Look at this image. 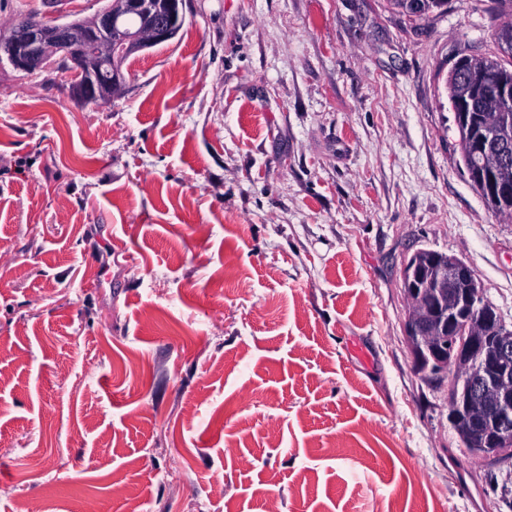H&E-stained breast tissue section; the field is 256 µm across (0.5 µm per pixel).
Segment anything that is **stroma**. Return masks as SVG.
Returning a JSON list of instances; mask_svg holds the SVG:
<instances>
[{
	"instance_id": "35a3bbf8",
	"label": "stroma",
	"mask_w": 512,
	"mask_h": 512,
	"mask_svg": "<svg viewBox=\"0 0 512 512\" xmlns=\"http://www.w3.org/2000/svg\"><path fill=\"white\" fill-rule=\"evenodd\" d=\"M105 4L0 0V35ZM183 13L108 103L0 62V512H512V463L490 487L415 369L402 284L459 257L512 329V217L447 89L512 12Z\"/></svg>"
}]
</instances>
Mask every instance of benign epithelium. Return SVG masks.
I'll return each instance as SVG.
<instances>
[{
  "instance_id": "obj_1",
  "label": "benign epithelium",
  "mask_w": 512,
  "mask_h": 512,
  "mask_svg": "<svg viewBox=\"0 0 512 512\" xmlns=\"http://www.w3.org/2000/svg\"><path fill=\"white\" fill-rule=\"evenodd\" d=\"M176 0H113L83 23L59 24L51 31L13 26L0 37L11 65L23 72L64 69L78 80L73 94L84 102H106L125 83L114 66L118 49L149 47L174 37L179 14ZM140 20L136 31L126 25L129 15ZM512 141L490 132L471 141L470 159L486 164L512 159ZM492 197L512 196V184L483 182ZM409 300L404 333L418 373L429 379L448 374L465 385V396L450 406L457 434L467 438L471 453L483 460H503L512 453V330L496 309L483 301L474 270L450 256L436 266L420 249L403 269Z\"/></svg>"
}]
</instances>
